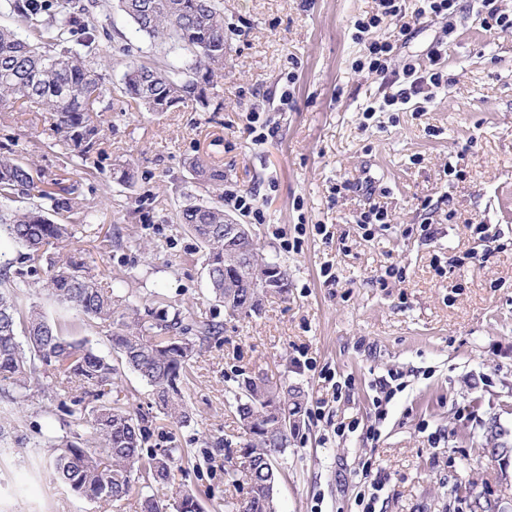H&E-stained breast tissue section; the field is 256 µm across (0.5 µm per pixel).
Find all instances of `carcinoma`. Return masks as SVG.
Returning <instances> with one entry per match:
<instances>
[{
	"label": "carcinoma",
	"instance_id": "carcinoma-1",
	"mask_svg": "<svg viewBox=\"0 0 512 512\" xmlns=\"http://www.w3.org/2000/svg\"><path fill=\"white\" fill-rule=\"evenodd\" d=\"M135 32L158 42L162 57L126 65L121 93L127 109L165 112L178 104L209 108L228 50L224 42V6L221 0H116ZM97 2L83 0H0V9L28 28L21 38L0 28V109L25 112L41 108L49 114L60 141L72 142L87 157L99 140V105L111 96L92 56L99 15ZM188 167L200 183L218 191L224 170L193 157ZM37 193L50 202L31 210L12 209L8 203L20 194ZM177 217L205 247L211 296L232 316L260 314L264 300L250 301L248 289L226 288L238 280L242 258L224 243V206L192 202L180 206ZM90 208L35 182L31 163L0 157V245L17 244L32 261L42 260L49 247L71 237L76 224H90ZM0 266V392L10 401L40 386V377L52 375L42 392L55 399L69 393L78 381L90 397L87 412H69L77 426L89 429L49 434L31 443L33 452L54 449L49 467L56 481L81 498L106 503L129 499L136 487L153 490L168 484L183 460L176 449L159 453L145 447L150 436L148 416L121 399L108 398L118 366L137 373L153 389L155 403L177 423L188 421L180 385L190 361L209 339L221 334L223 324L201 319L190 308H147L140 315L131 293L119 295L103 287L82 259H47L42 288L58 317L48 316L21 301L35 283L8 274ZM83 322L112 325L108 337L116 358L94 352L67 327L64 316ZM236 415L244 433L237 449L240 462L227 458L232 485L243 475L246 496L231 501L233 512H276L275 464L288 447V435L299 429L305 414L301 391L258 385L247 377L235 394ZM140 512H202L190 491L165 502L151 493L139 498Z\"/></svg>",
	"mask_w": 512,
	"mask_h": 512
}]
</instances>
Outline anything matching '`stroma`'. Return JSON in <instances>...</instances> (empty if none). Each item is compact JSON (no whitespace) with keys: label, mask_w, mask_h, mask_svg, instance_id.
<instances>
[{"label":"stroma","mask_w":512,"mask_h":512,"mask_svg":"<svg viewBox=\"0 0 512 512\" xmlns=\"http://www.w3.org/2000/svg\"><path fill=\"white\" fill-rule=\"evenodd\" d=\"M478 8L463 0L452 18L416 25L377 76L355 69L364 46L353 38L375 0H224L228 61L210 107L138 113L120 92L125 66L157 51L112 7L95 55L112 95L89 163L59 142L46 113L0 112V156H26L42 180L97 212L51 256L78 251L118 289L136 274L137 293L224 325L182 386L186 425L164 417L136 374L121 371L112 388L152 416L148 447L187 455L159 497L187 489L205 512H230L224 458L243 440L234 394L260 374L301 390L308 408L277 461L278 512H362L373 479L375 512H470L477 496L512 500V467L488 453L512 443V34L485 32ZM448 26L447 84L424 111H377L403 81L404 58L426 64ZM252 112L265 143L246 130ZM196 155L223 169L224 191L255 193L264 218L244 222L264 257L288 270L287 295H268L260 315L214 305L206 250L176 218L182 204L208 196L185 165ZM375 204L391 222L368 238L358 219ZM475 219L498 242L485 259ZM426 222L433 238L421 234ZM393 265L403 280L380 284ZM396 372L402 386L376 418L375 384ZM318 403L321 415H311ZM42 404L9 407L25 441L67 421ZM350 421L356 431L339 433ZM218 437L223 448H212ZM0 512L136 508L77 497L53 481L46 460L0 447Z\"/></svg>","instance_id":"1"}]
</instances>
